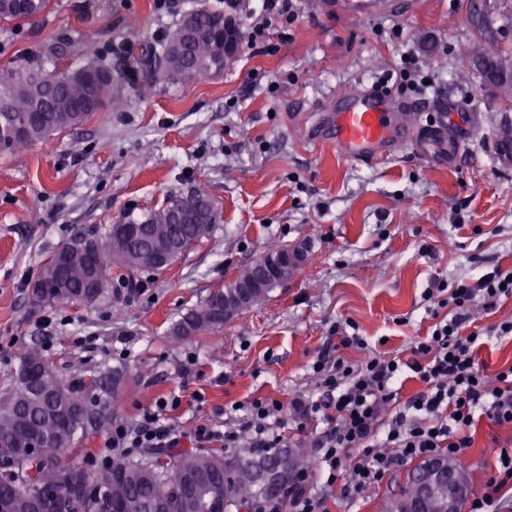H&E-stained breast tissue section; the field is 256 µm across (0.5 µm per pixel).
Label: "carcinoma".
I'll return each instance as SVG.
<instances>
[{
    "instance_id": "carcinoma-1",
    "label": "carcinoma",
    "mask_w": 512,
    "mask_h": 512,
    "mask_svg": "<svg viewBox=\"0 0 512 512\" xmlns=\"http://www.w3.org/2000/svg\"><path fill=\"white\" fill-rule=\"evenodd\" d=\"M48 5L49 0H0V22L37 16ZM226 18L224 11L208 8L183 14L149 51L148 62L155 72L172 77L223 73L233 60L224 55ZM461 57L477 62L485 83L506 94L512 91V73L490 76L479 43L465 45ZM117 83L106 65L92 59L63 71L47 72L38 64L1 68L0 150L43 141L85 123L118 104ZM220 218L214 200L202 188L170 195L160 207L138 216L129 212L122 220L146 225L143 234L129 237L113 224L102 238L62 243L55 253L67 254L65 277L57 283L43 267L37 278L39 301L82 305L92 292L95 299L88 306H96L108 297L112 267L164 274L193 244L208 237ZM88 249L101 256L99 267L91 268L81 257ZM252 271L251 266L243 270L220 293L230 300L238 297L239 283ZM277 285V280L266 283L248 299L245 309L262 305ZM239 314L236 309L224 311V301L209 298L181 317L173 335L182 339L213 334ZM85 374L78 382L67 381L42 349L30 347L19 355L15 389L0 399V467L33 469L30 480L69 494L73 512H109L114 501L122 504L123 512H211L217 497L223 499L226 512H241L251 499L289 494L297 486V476L310 468L308 454L301 448L269 452L239 448L230 455L214 449L149 448L137 457L119 455L93 466L92 449L78 444L105 431L127 376L109 367ZM24 428L38 435V462L33 466L20 440ZM425 469L422 463L409 473L393 512H403L401 504L420 495L419 477ZM28 494L23 483L0 475V512H29ZM164 498L169 508L159 511L155 505Z\"/></svg>"
}]
</instances>
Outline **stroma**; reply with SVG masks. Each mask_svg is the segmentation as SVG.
<instances>
[{
	"mask_svg": "<svg viewBox=\"0 0 512 512\" xmlns=\"http://www.w3.org/2000/svg\"><path fill=\"white\" fill-rule=\"evenodd\" d=\"M224 0H51L40 16L0 22V68L28 60L63 70L96 58L115 73L151 77L141 65L181 16ZM485 16L475 25V12ZM293 24L273 21L263 44L242 49L223 74L156 80L152 97L121 87L120 108L35 142L0 151V397L13 390L22 347L44 350L58 373L101 364L130 381L114 410L133 422L159 398L179 395L168 416L194 446L201 425L255 398L317 395L311 366L332 326L355 324L369 348L408 357L434 320L423 299L435 280L512 269V168L494 149L512 123V97L461 63L478 40L512 65V0H299ZM78 55L52 57L59 38ZM431 65L428 88L395 100L452 96L482 115L458 166L409 147L375 162L312 139V122L340 92L373 84L405 48ZM204 188L222 210L212 234L162 275L112 272L110 300L96 308L39 303L31 283L44 261L77 236H102L125 213ZM276 244L306 259L261 306L223 330L183 340L173 325ZM143 281L139 295L122 283ZM467 469L470 495L492 472L512 429L476 421ZM400 469L374 490H333L331 512H389L405 484Z\"/></svg>",
	"mask_w": 512,
	"mask_h": 512,
	"instance_id": "35a3bbf8",
	"label": "stroma"
}]
</instances>
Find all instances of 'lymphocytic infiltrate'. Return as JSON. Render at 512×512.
Returning a JSON list of instances; mask_svg holds the SVG:
<instances>
[{
	"instance_id": "obj_1",
	"label": "lymphocytic infiltrate",
	"mask_w": 512,
	"mask_h": 512,
	"mask_svg": "<svg viewBox=\"0 0 512 512\" xmlns=\"http://www.w3.org/2000/svg\"><path fill=\"white\" fill-rule=\"evenodd\" d=\"M436 322L433 332L416 339L409 359L369 351L359 333L336 328L335 355L317 358L312 371L320 380L318 398L295 394L289 402L254 399L242 404L236 426L224 431L200 427L203 442L225 448H284L296 435L316 455L324 469L325 487L342 485L346 494L379 486L398 467L443 458L464 466L472 445L476 414L499 426L512 427V367L488 373L476 360L477 340L465 335L473 303L493 311L512 298V269L493 267L476 279L438 281L426 289ZM348 348L366 350L363 360L350 361ZM424 385L417 396L403 401L396 382L403 370ZM168 400L134 424L113 423L106 442L112 452L135 448H176L182 435L162 413ZM495 475L469 503L468 512H499L502 488L512 485V446L501 445ZM250 512H328L323 489L299 484L289 496L270 495L254 501Z\"/></svg>"
}]
</instances>
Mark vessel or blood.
I'll return each instance as SVG.
<instances>
[{"mask_svg": "<svg viewBox=\"0 0 512 512\" xmlns=\"http://www.w3.org/2000/svg\"><path fill=\"white\" fill-rule=\"evenodd\" d=\"M460 109L452 99L396 104L380 90L353 92L325 109L316 122L314 138L359 161L388 156L408 144L422 157L452 167L481 126L477 112L455 120Z\"/></svg>", "mask_w": 512, "mask_h": 512, "instance_id": "b4317fda", "label": "vessel or blood"}]
</instances>
